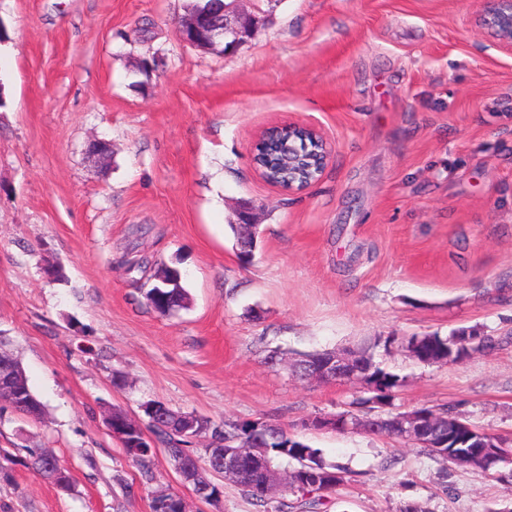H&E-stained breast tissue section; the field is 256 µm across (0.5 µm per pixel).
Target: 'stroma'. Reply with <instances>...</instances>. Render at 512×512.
I'll list each match as a JSON object with an SVG mask.
<instances>
[{
  "label": "stroma",
  "instance_id": "35a3bbf8",
  "mask_svg": "<svg viewBox=\"0 0 512 512\" xmlns=\"http://www.w3.org/2000/svg\"><path fill=\"white\" fill-rule=\"evenodd\" d=\"M193 2L0 0V336L45 407L32 420L0 402V512H150L159 489L189 512H257L230 482L198 501L162 452L141 478L103 414L152 400L303 433L354 472L316 512H512V485L480 470L303 429L365 391L290 368L474 328L495 348L455 363L375 350L400 379L388 410L447 409L512 438V55L477 26L482 0H244L258 33L231 56L181 42ZM288 123L331 151L299 193L252 159ZM243 202L258 224L246 264ZM136 255L181 271L186 308L148 305ZM34 448L70 490L28 468Z\"/></svg>",
  "mask_w": 512,
  "mask_h": 512
}]
</instances>
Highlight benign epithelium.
I'll return each instance as SVG.
<instances>
[{"label": "benign epithelium", "instance_id": "benign-epithelium-1", "mask_svg": "<svg viewBox=\"0 0 512 512\" xmlns=\"http://www.w3.org/2000/svg\"><path fill=\"white\" fill-rule=\"evenodd\" d=\"M238 0L224 4L223 10L217 14L190 11L182 17L179 24L181 42L203 52L217 50L229 56L237 53L240 48L251 42L256 35V27L252 18L237 9ZM486 6L481 11L478 24L493 39L496 47L512 54V0H485ZM238 226L251 238L256 237L257 224L253 222L252 206L246 204L237 213ZM371 364L369 358L356 356L331 357L302 367L293 366L294 372L306 379L318 381L357 380L362 370ZM0 400L12 406L28 402L27 390L16 380L9 362L0 354ZM149 421L165 422L173 412L162 402H154L144 406ZM452 423L458 429L467 424L460 420L437 414L429 419L413 412L400 414L395 418V429L399 437L412 445L433 447L432 429L442 423ZM379 419H361L349 413L316 416L307 422V426L315 429L362 430L378 429ZM105 424L111 435L120 442L128 439V433L144 431L143 438L150 440L152 436L145 433L143 422L124 412L114 410ZM211 463L200 465L180 464L175 471L182 485L191 487L195 498L205 503H214L221 499L222 488L213 481L220 476L237 485L251 478L261 479L263 496L272 500L282 495L291 478V472L273 470L264 455L252 448H238L228 441L211 440L205 448ZM154 512H187L185 500L175 492L154 495Z\"/></svg>", "mask_w": 512, "mask_h": 512}]
</instances>
